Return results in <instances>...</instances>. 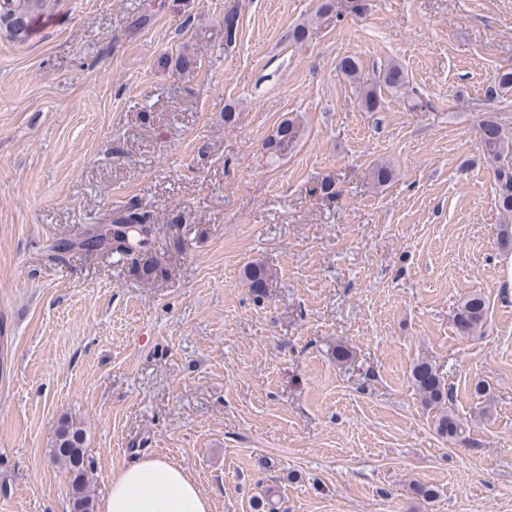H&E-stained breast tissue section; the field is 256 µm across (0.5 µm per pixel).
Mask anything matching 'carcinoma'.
Listing matches in <instances>:
<instances>
[{"mask_svg": "<svg viewBox=\"0 0 512 512\" xmlns=\"http://www.w3.org/2000/svg\"><path fill=\"white\" fill-rule=\"evenodd\" d=\"M11 7L0 6V23L8 27L16 37H24L32 18L40 13L45 0H10ZM341 73L352 84L360 87V105L368 112L381 107V89L386 87L404 95V104L411 110H425L430 103L417 90L409 88L407 75L401 65L388 63L374 78L363 77L358 59L346 56L340 63ZM512 91V69L497 74L493 85L486 90V98L492 101L504 92ZM300 134V125L286 119L279 124L275 134L267 142L273 153H281L293 145ZM480 146L483 156L493 168L495 201L500 212L512 217V140L506 136L498 117L491 116L479 126ZM150 217L144 212L128 208L110 224H97L80 242L86 252L110 250L126 253L143 249L150 244ZM243 279L258 298L265 295L270 280L268 270L261 264L244 267ZM487 309L484 298L473 293L457 308L454 322L465 336L481 332L486 324ZM412 380L423 403L442 408L436 421L437 433L453 443H464L463 424L452 411L445 409L453 403V389L431 364L420 362L412 369ZM85 430L70 420H61L55 432L52 459L69 475L72 512H94L91 486L94 482L93 461L87 456Z\"/></svg>", "mask_w": 512, "mask_h": 512, "instance_id": "1", "label": "carcinoma"}]
</instances>
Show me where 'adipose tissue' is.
Returning a JSON list of instances; mask_svg holds the SVG:
<instances>
[{
  "mask_svg": "<svg viewBox=\"0 0 512 512\" xmlns=\"http://www.w3.org/2000/svg\"><path fill=\"white\" fill-rule=\"evenodd\" d=\"M103 512H211V503L183 468L149 457L113 473Z\"/></svg>",
  "mask_w": 512,
  "mask_h": 512,
  "instance_id": "1",
  "label": "adipose tissue"
}]
</instances>
